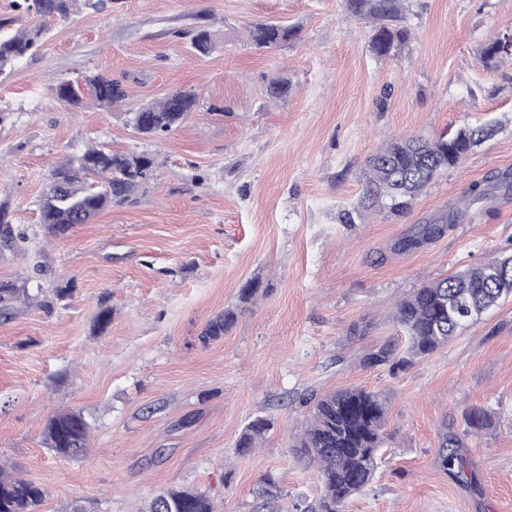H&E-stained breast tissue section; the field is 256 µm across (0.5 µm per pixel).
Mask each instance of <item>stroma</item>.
Returning <instances> with one entry per match:
<instances>
[{
	"label": "stroma",
	"mask_w": 512,
	"mask_h": 512,
	"mask_svg": "<svg viewBox=\"0 0 512 512\" xmlns=\"http://www.w3.org/2000/svg\"><path fill=\"white\" fill-rule=\"evenodd\" d=\"M409 41L375 58L370 25L345 0H105L53 20L40 48L0 73V201L27 227L25 254H0V280L73 296L0 321V466L48 492L43 512H140L166 487L208 492L217 512H258L265 477L283 512L316 499L314 467L291 445L307 390L362 386L390 403V440L370 485L344 512H512V302L392 376L360 364L394 334L389 313L423 283L512 251V196L415 252L395 243L471 182L512 171V61L487 71L480 47L512 29V0H409ZM297 29L259 50L246 29ZM206 26L214 48L196 53ZM99 72L127 97L109 107L59 99L62 80ZM288 97L269 96L276 77ZM195 87L198 104L170 135L149 140L134 105ZM494 119L497 133L443 173L405 216L340 223L362 171L387 138L434 137ZM148 152L152 179L135 203L108 208L66 237L48 236L37 201L49 170L87 146ZM254 301L239 300L249 281ZM112 320L99 329L101 306ZM225 309L234 326L202 346ZM371 320L367 335L350 328ZM490 410L478 435L464 414ZM76 408L92 426L87 453L54 455L48 418ZM258 417L259 448L236 443ZM461 438L464 471L442 470L445 437ZM272 421L268 418H257L250 422L240 434L237 441V449L240 454H248L254 451L266 432L271 428Z\"/></svg>",
	"instance_id": "stroma-1"
}]
</instances>
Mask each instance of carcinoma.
<instances>
[{
	"instance_id": "obj_1",
	"label": "carcinoma",
	"mask_w": 512,
	"mask_h": 512,
	"mask_svg": "<svg viewBox=\"0 0 512 512\" xmlns=\"http://www.w3.org/2000/svg\"><path fill=\"white\" fill-rule=\"evenodd\" d=\"M406 0H346L350 16L371 24L370 50L378 58L394 55L411 35L405 25ZM76 0H14V7L39 23L11 38H0V72L30 53L39 43L47 23L67 19ZM291 27L274 23H255L247 31L249 42L257 49L279 47L291 40ZM503 37L497 35L481 48V59L490 72L498 70L507 57L501 54ZM191 44L201 54L213 48L210 31L192 32ZM57 95L72 106L83 104L91 94L100 106H110L126 98L118 81L90 73L82 82L62 81ZM198 96L190 88L175 89L163 98L130 109L133 128L149 139L164 138L181 126L194 111ZM496 132L491 124L466 125L454 133L437 137L409 135L392 138L365 164L364 185L354 210H345L340 219L354 223V215L386 211L402 217L416 200L444 172L457 166L458 156L469 154ZM155 158L147 152L125 153L103 145L92 146L67 157L46 177V189L38 200L39 223L58 237L78 224H88L109 207H122L136 200L139 188L148 182ZM512 194V172L494 174L469 185L448 209L418 225L411 234L394 245L400 252L418 251L442 237L454 225L471 217L472 209L489 211L500 195ZM29 236L13 223L7 209L0 205V253L22 254ZM71 281L57 282L49 288H30L27 283L0 280V320L8 321L21 306L50 307L56 300L71 296ZM512 298V252L501 253L447 277L422 284L395 304L393 322L405 341L387 339L369 347L360 358L366 369H379L396 376L415 363L445 347L456 336L482 319L503 301ZM236 319L226 309L211 318L199 342L207 346L224 336ZM305 408L301 433L294 447L300 457L317 467L323 492L301 512H344L348 501L367 487L374 478L386 433L389 406L379 392L352 387L300 399ZM486 410L474 407L465 414L468 433L484 428ZM268 418L250 422L240 434L237 449L241 454L254 451L271 428ZM90 423L84 415L68 409L53 416L44 432L46 447L61 457L77 458L86 452ZM438 462L443 468L463 465L457 451L443 443ZM259 495L266 512H278L275 506L280 490L273 479L264 480ZM47 491L34 481L13 476L0 469V512H42ZM144 512H216L210 496L196 489L170 488L153 496Z\"/></svg>"
}]
</instances>
